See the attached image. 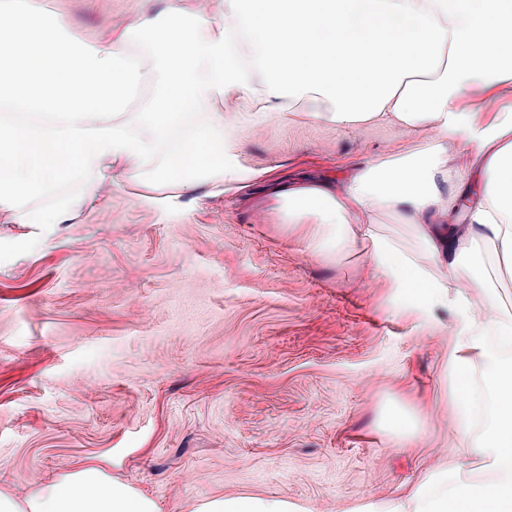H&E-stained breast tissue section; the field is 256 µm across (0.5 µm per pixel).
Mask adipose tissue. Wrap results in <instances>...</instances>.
Masks as SVG:
<instances>
[{
    "instance_id": "obj_1",
    "label": "adipose tissue",
    "mask_w": 512,
    "mask_h": 512,
    "mask_svg": "<svg viewBox=\"0 0 512 512\" xmlns=\"http://www.w3.org/2000/svg\"><path fill=\"white\" fill-rule=\"evenodd\" d=\"M146 33L158 63L156 94L130 112L147 75L128 53ZM512 88V0H164L112 21L90 43L53 0L0 8V211L19 224H64L110 192L114 175H152L184 191L247 187L264 172L244 167L229 122L198 117L216 100L246 96L247 121L309 117L351 129L380 123L422 133L405 155L372 159L347 186L289 188L276 205L286 222L312 220L308 252L358 250L362 271L401 289L415 310L439 305L458 329L449 370L455 431L481 474L440 472L390 512H512V315L476 310L470 289L489 291L481 263L491 249L512 273V111L482 121L462 111L471 88ZM489 152L481 194L449 159L454 142ZM81 181L79 193L61 185ZM399 216L412 241L380 236L360 218ZM0 512H162L160 503L86 463L19 499L0 490ZM193 512H288L284 499L216 496Z\"/></svg>"
}]
</instances>
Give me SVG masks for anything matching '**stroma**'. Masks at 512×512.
Here are the masks:
<instances>
[{
    "label": "stroma",
    "mask_w": 512,
    "mask_h": 512,
    "mask_svg": "<svg viewBox=\"0 0 512 512\" xmlns=\"http://www.w3.org/2000/svg\"><path fill=\"white\" fill-rule=\"evenodd\" d=\"M86 40L139 0H57ZM289 105L235 127L272 178L173 209L163 184L116 179L66 224L0 211V490L26 497L83 463L192 512L197 500L286 499L293 512H383L425 476L478 461L448 398L456 318L405 310L357 252L305 251L274 194L344 187L371 158L409 153L395 124L346 130ZM417 414L404 444L386 417Z\"/></svg>",
    "instance_id": "obj_1"
}]
</instances>
